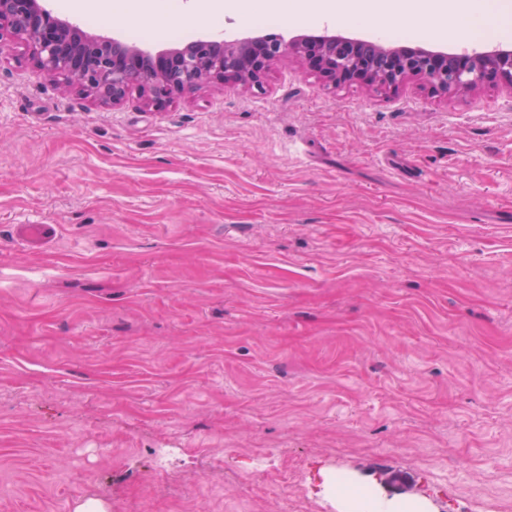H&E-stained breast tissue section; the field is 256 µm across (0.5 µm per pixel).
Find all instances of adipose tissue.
I'll return each instance as SVG.
<instances>
[{"label":"adipose tissue","instance_id":"adipose-tissue-1","mask_svg":"<svg viewBox=\"0 0 512 512\" xmlns=\"http://www.w3.org/2000/svg\"><path fill=\"white\" fill-rule=\"evenodd\" d=\"M225 8L239 15L279 10L282 0H225ZM290 16L296 21L333 20L337 13L354 23L383 26L389 15L401 14L413 20L424 34L463 37L479 30L506 31L507 25L494 10L492 0H345L343 11H336L334 0H292Z\"/></svg>","mask_w":512,"mask_h":512}]
</instances>
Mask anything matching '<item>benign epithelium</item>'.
I'll return each instance as SVG.
<instances>
[{
    "instance_id": "1",
    "label": "benign epithelium",
    "mask_w": 512,
    "mask_h": 512,
    "mask_svg": "<svg viewBox=\"0 0 512 512\" xmlns=\"http://www.w3.org/2000/svg\"><path fill=\"white\" fill-rule=\"evenodd\" d=\"M10 43L25 45L40 73L63 91L86 95L100 106H118L135 92L143 105L163 111L175 97L215 82L261 91L270 68L284 58L301 61L335 88L360 83L388 94L416 79L443 97L490 85L512 94L509 47L448 53L369 46L335 34L289 41L263 35L222 43L204 37L181 51L151 54L116 39L86 38L40 0H0V54ZM368 46L374 55L361 53Z\"/></svg>"
}]
</instances>
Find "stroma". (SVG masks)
Masks as SVG:
<instances>
[{
  "instance_id": "35a3bbf8",
  "label": "stroma",
  "mask_w": 512,
  "mask_h": 512,
  "mask_svg": "<svg viewBox=\"0 0 512 512\" xmlns=\"http://www.w3.org/2000/svg\"><path fill=\"white\" fill-rule=\"evenodd\" d=\"M188 3L99 0L91 33H261ZM334 471L512 512V93L380 95L284 60L156 112L62 95L6 47L0 512H352Z\"/></svg>"
}]
</instances>
